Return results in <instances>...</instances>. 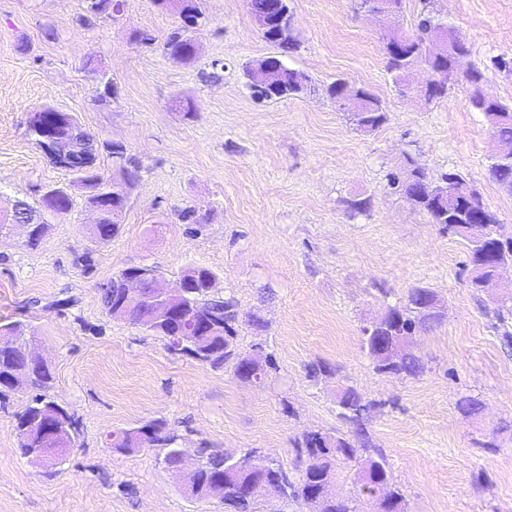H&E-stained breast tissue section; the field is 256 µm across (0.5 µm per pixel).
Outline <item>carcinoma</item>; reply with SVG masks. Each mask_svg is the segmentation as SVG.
<instances>
[{
    "label": "carcinoma",
    "mask_w": 512,
    "mask_h": 512,
    "mask_svg": "<svg viewBox=\"0 0 512 512\" xmlns=\"http://www.w3.org/2000/svg\"><path fill=\"white\" fill-rule=\"evenodd\" d=\"M84 18H109L120 12L121 0H83ZM251 13L267 14L276 17L289 11L287 0H247ZM181 26L173 30L164 43L166 53L191 59L194 56L193 39L190 32L183 26L185 19H180ZM449 26V22L433 13H426L418 18L415 31L408 36L405 46L399 56H387V69L400 77V73L424 57L426 39L432 30L438 26ZM268 41L277 44L278 59H283L296 51L297 44L291 34L281 32L264 33ZM456 59L452 56L446 59H432L428 62L429 68L438 76L440 83L432 90L424 93L426 101L431 102L446 94L444 83L453 75ZM482 73L473 70L469 74V81L474 86L471 102L475 109L485 114L492 133L500 141L512 142V106L505 105L486 96L479 88ZM306 85H298L294 81L293 71L284 69L281 72V83L274 99L280 100L298 95L304 91ZM354 124L365 131H375L385 124L387 115L383 105L377 98L372 99L367 111L351 114ZM490 178L499 185L512 190V165L504 163H491L489 166ZM444 177L450 182L449 188L454 191L462 189L457 195L442 198L433 194L429 188V180L425 173L419 169L410 171L405 182L396 177L391 184L401 185V191L416 207L426 212L432 223L439 224L448 235L463 241L468 248L469 261H474L475 244L487 240L497 249L509 248L512 250V236L501 233L497 217L491 211L486 212V223H478V219L471 211L465 197V191L477 194L465 179L458 173L446 172ZM81 184L93 189L89 199L92 206L103 209L102 221L93 225L94 238L102 243L112 241L120 231V225L112 223V206L124 204L122 198L112 199V183L95 173L92 178L81 181ZM72 207L70 194L62 189L52 196L41 199V208L37 209L26 204L24 210L19 212L15 221L25 224L47 212L60 214L69 211ZM142 278L145 300L135 309L129 311L125 321L144 330L148 329L146 323L152 315L151 295L153 292L155 267L145 265L142 267ZM123 273H118L102 287L101 300L108 315H115L121 305V289L118 280ZM184 277L191 278L187 288V304L190 306L189 315L179 326L155 328L153 332L162 337L167 349L174 353H182L193 359L212 366H221L226 362H233L234 374L246 381L261 383L268 377L270 369L274 368L273 359L268 358L265 364H254L251 357L237 354L236 325L240 319V309L233 296H219L210 290V282L214 274L206 268L184 272ZM428 290L414 288L407 294L401 306L389 308V314L380 319V323L373 328L368 326L362 329V346L372 359L377 372L391 373L397 377L414 378L422 374L425 364L421 357L406 350L398 353L393 362L386 363L384 347L397 344L404 338H410L420 331H428L444 321V315L437 313L431 316L421 315L417 312L416 304L422 301ZM8 333L18 338L19 353L0 350V409L7 406L9 393L17 389L14 377L20 375L26 379V388L35 392V395L14 414L16 421V434L19 450L26 455L33 448H52L55 445L73 442L79 435L76 420L66 422L63 418L54 421L50 415L57 414L64 409L56 401L47 397L44 391L50 388L53 373L44 365H30L22 359L26 354L27 337L25 328L21 323L10 322L0 324V333ZM339 417L347 424L348 430L338 431L334 434L320 431H310L303 435L302 444L312 459L313 467H307L300 475L298 482L288 480L286 472L276 460H268L269 469H241V473L234 479L224 478V470L239 462L243 465L251 462L245 456L234 460L222 453L200 449L201 463L199 465V484L196 496L200 500L210 499L214 484L220 483L221 501L224 512H258V503L266 494H276L282 498H296L307 500L310 493L322 485L332 481L336 475L337 466L341 463L357 460L360 453L375 447L372 435L368 429L370 411L374 404L365 401L363 395L355 388L344 389L341 399ZM134 439L144 446H164L167 452L164 461L168 466L179 463L178 448L174 447L175 438L163 432L160 423L145 424L137 429L121 433L113 440V447L124 448L126 441ZM363 468L372 469V477L367 482L359 483L358 493L352 497H330L326 499L322 512H360L361 500L375 502L378 496L383 497L386 512H404V496L399 487L393 485L387 463L383 457L369 458L363 463Z\"/></svg>",
    "instance_id": "obj_1"
}]
</instances>
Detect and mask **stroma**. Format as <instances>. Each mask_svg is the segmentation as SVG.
Here are the masks:
<instances>
[{
  "instance_id": "1",
  "label": "stroma",
  "mask_w": 512,
  "mask_h": 512,
  "mask_svg": "<svg viewBox=\"0 0 512 512\" xmlns=\"http://www.w3.org/2000/svg\"><path fill=\"white\" fill-rule=\"evenodd\" d=\"M289 5L299 48L288 66L308 89L260 103L246 71L276 48L246 0H202L191 60L164 51L179 18L154 0H124L120 14L88 24L82 0H0V209L62 185L72 199L48 217L37 248L23 229L0 234V322L26 325L53 371L49 396L80 422L61 463L24 457L14 413L32 392L12 394L0 410V512H223L187 490L198 449L254 450L297 481L309 464L299 440L342 429L348 386L379 402L369 430L405 512H512V323L495 328L494 302L469 286L465 247L389 183L417 167L431 178L459 173L512 234V191L486 174L498 143L466 82L479 70L482 91L512 104V74L492 66L512 56V0H403L393 15L365 14L357 0ZM427 11L448 16L466 47L445 97L430 103L419 89L431 71L394 83L385 50L390 32H412ZM215 62L224 69L213 79ZM93 66L112 79L107 100ZM338 79L378 98L386 123L357 129L324 92ZM44 106L93 136L105 179L121 177L113 143L141 168L110 243L91 234L89 188L29 136V115ZM188 206L202 217L195 235L177 219ZM144 263L169 287L186 269L211 270L215 293L239 304L238 353L262 349L276 372L260 385L240 380L231 364L171 354L162 338L109 316L100 286ZM413 288L433 291L445 312L411 343L426 371L378 373L361 330ZM316 364L330 374L310 377ZM465 395L482 400L479 416L458 410ZM156 420L176 435L182 470L161 448L111 447L112 433Z\"/></svg>"
}]
</instances>
